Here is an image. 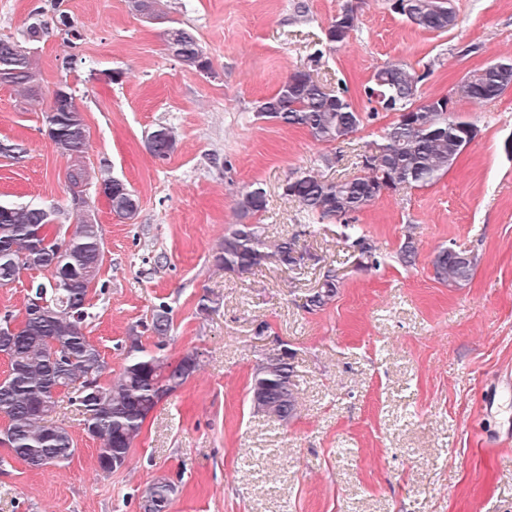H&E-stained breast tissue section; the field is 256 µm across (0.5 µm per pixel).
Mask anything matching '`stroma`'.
<instances>
[{
  "mask_svg": "<svg viewBox=\"0 0 512 512\" xmlns=\"http://www.w3.org/2000/svg\"><path fill=\"white\" fill-rule=\"evenodd\" d=\"M80 33L68 42L49 26L30 45L43 100L67 82L89 142L80 158L91 179L122 180L138 198L134 219L93 206L103 263L89 294L85 333L109 369L125 362L132 326L166 307L172 326L162 357L199 366L146 419L127 464L97 465L98 440L59 394L53 421L77 448L61 467L34 468L0 445V512H141L157 478L177 486L169 512H512V409L487 410L491 385L512 377V88L481 103L458 100L457 116L478 134L448 173L423 188L381 195L351 214L380 264L359 262L339 221L308 228L283 194L303 172L336 180L358 174L394 122L363 94L377 68L404 62L423 73L422 97L452 94L470 70L512 59V0H452L455 27L429 32L393 0H164L149 18L128 0H59ZM41 0H0V39L24 43ZM359 29L340 50L317 56L324 30L345 6ZM194 34L216 72L186 68L166 45L170 28ZM120 81H111L114 71ZM313 71L330 90L347 85L364 120L341 143L256 119L282 80ZM173 128L176 151L151 156L148 134ZM46 115L0 84V141L23 143L16 162L0 156V201L60 209L72 229L65 174L72 161L46 133ZM333 156L324 166L323 156ZM266 192L257 221L268 240L298 236L318 264L296 275L270 263L248 275L219 269L213 256L239 221L250 185ZM412 241L415 261L400 250ZM478 255L470 281L434 277L436 250ZM339 274L335 300L307 311L325 268ZM209 310H201V297ZM269 330L256 337L254 327ZM288 344L295 354L296 418L254 412L253 373Z\"/></svg>",
  "mask_w": 512,
  "mask_h": 512,
  "instance_id": "35a3bbf8",
  "label": "stroma"
}]
</instances>
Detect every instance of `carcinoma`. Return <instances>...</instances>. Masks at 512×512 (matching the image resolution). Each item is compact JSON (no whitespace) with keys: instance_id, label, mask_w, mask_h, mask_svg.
<instances>
[{"instance_id":"obj_1","label":"carcinoma","mask_w":512,"mask_h":512,"mask_svg":"<svg viewBox=\"0 0 512 512\" xmlns=\"http://www.w3.org/2000/svg\"><path fill=\"white\" fill-rule=\"evenodd\" d=\"M406 18L419 28L443 32L456 25L450 0H406ZM46 9H34L26 28V39L38 42L48 29ZM359 27L358 14L350 5L339 12L326 28L328 51L345 46ZM166 41L179 61L190 69L211 64L196 38L182 28L166 33ZM13 70L11 83L24 89L27 97L39 99V74L34 61L26 58V48L0 40V67ZM423 76L404 63H392L375 71L364 89L375 102L374 112H396L398 118L387 128L378 155L364 156L371 169L349 179L326 180L302 173L288 180L283 194L312 217L343 220L345 241L359 255L376 263L374 248L367 236L346 217L369 205L391 186L420 188L446 175L470 143L469 130L475 124L461 117H448V96L416 103L418 84ZM512 88V75L487 65L468 73L459 83L460 98L487 101ZM46 135L62 155L79 158L88 144V134L76 129L82 117L81 106L67 83L53 91ZM257 116L283 126L301 128L316 141L341 142L355 133L363 122L360 112L345 93H331L311 73L288 75L276 92L256 106ZM149 152L159 160L168 159L176 149V136L168 127L147 140ZM98 185L112 189L111 211L130 219L138 211L133 191L125 192L105 176ZM266 208L261 187L242 192L236 210L242 220L252 219ZM57 211L36 204H0V287L19 280L22 271L45 273L31 281L18 313L6 312L0 323L15 324L13 332L0 334V354L8 360V371L0 379V443L14 458L33 467L69 462L76 452L70 432L52 423L57 396L66 392L70 402L84 415V431L98 439L102 447L97 463L104 472L119 469L127 461L133 441L161 398L176 391L193 374L197 357L188 354L172 365L158 353L145 350L138 332L130 330L125 364L108 386L99 383L107 362L84 332L91 317L89 290L102 263V227L92 205L86 204L77 217L72 233L53 228ZM316 255L300 248L297 237H282L268 245L259 224H238L224 234L214 255L217 267L226 273L248 274L275 262L295 273ZM478 263L476 255L452 247L439 248L432 260L435 278L448 286L468 282ZM339 280L335 270L325 271L317 288L307 296L306 307L317 310L335 297ZM42 299L37 306L33 299ZM171 330V317L165 307L151 317L149 331L162 349ZM293 353L269 358L258 366L249 390L254 411L282 423L295 418L298 396L293 382ZM176 485L159 478L144 492L143 512H169Z\"/></svg>"}]
</instances>
